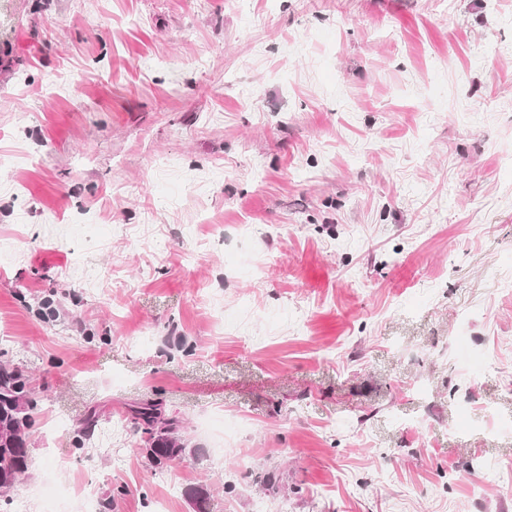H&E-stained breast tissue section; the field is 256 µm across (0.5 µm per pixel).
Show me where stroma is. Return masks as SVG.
Instances as JSON below:
<instances>
[{
  "label": "stroma",
  "instance_id": "obj_1",
  "mask_svg": "<svg viewBox=\"0 0 512 512\" xmlns=\"http://www.w3.org/2000/svg\"><path fill=\"white\" fill-rule=\"evenodd\" d=\"M0 353L27 512H512V0H0ZM29 378L17 367L0 363V499L28 470L29 438L38 407ZM2 490V492H1ZM146 401L133 408L132 427L141 433L143 448L153 466L181 459L187 446L181 435V421L176 416L163 414L156 405Z\"/></svg>",
  "mask_w": 512,
  "mask_h": 512
}]
</instances>
